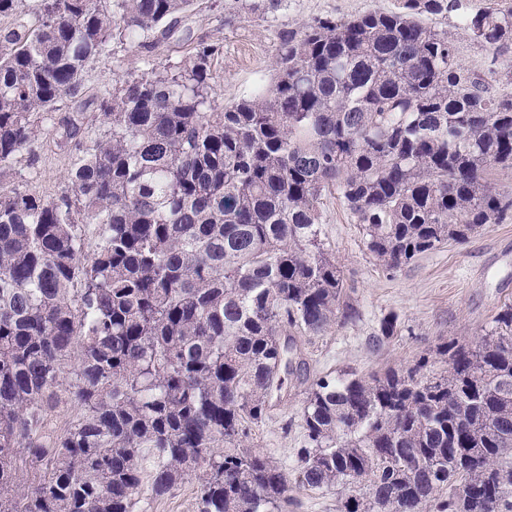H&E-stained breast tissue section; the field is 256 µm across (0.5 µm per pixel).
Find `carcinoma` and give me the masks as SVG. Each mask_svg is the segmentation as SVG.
I'll list each match as a JSON object with an SVG mask.
<instances>
[{"instance_id":"1","label":"carcinoma","mask_w":512,"mask_h":512,"mask_svg":"<svg viewBox=\"0 0 512 512\" xmlns=\"http://www.w3.org/2000/svg\"><path fill=\"white\" fill-rule=\"evenodd\" d=\"M193 5L0 0V512H139L188 480L197 512H286L340 484L358 489L340 512H512V303L474 348L309 382L295 477L249 445L305 365L296 337L359 318L325 198L388 272L512 213L493 179L512 171V92L456 37L512 53V0L316 17L228 103L219 42L153 64ZM450 12L453 32L426 22ZM113 43L147 55L101 90L92 139L80 89ZM62 107L58 192L3 186ZM458 47L462 62L467 68L487 71L491 53L485 47L467 37L458 40Z\"/></svg>"}]
</instances>
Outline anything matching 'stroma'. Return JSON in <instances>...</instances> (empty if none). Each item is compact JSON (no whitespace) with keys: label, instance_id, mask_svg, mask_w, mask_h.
I'll return each mask as SVG.
<instances>
[{"label":"stroma","instance_id":"obj_1","mask_svg":"<svg viewBox=\"0 0 512 512\" xmlns=\"http://www.w3.org/2000/svg\"><path fill=\"white\" fill-rule=\"evenodd\" d=\"M393 6L394 0H279L275 8L257 17L233 9L232 0H201L198 9L180 15L154 60L164 66L176 61L192 43L206 38L220 41L217 91L229 102L251 94L259 81L270 80L280 29L298 27L317 16L348 18ZM458 47L467 68L484 71L492 66L501 81L512 79V54L492 59L485 47L466 37L459 39ZM140 63V49L112 45L90 64L84 99L95 97L121 69ZM58 119L55 112L43 116L48 133L35 147L33 164L17 165V184L43 196L57 192L71 163L52 132ZM322 239L353 284L351 299L360 318L323 335L301 338L302 358L311 379L345 372L366 375L412 364L442 340L478 344L490 331L497 309L512 301V218L388 272L372 259L361 226L332 196L324 202ZM391 315L397 317L398 329L395 336L385 338L380 324ZM305 389L304 383L289 377L283 400L250 435L255 449L286 469L293 466L303 445Z\"/></svg>","mask_w":512,"mask_h":512}]
</instances>
